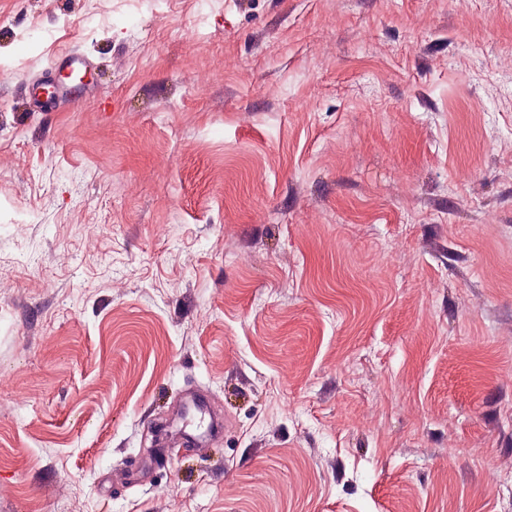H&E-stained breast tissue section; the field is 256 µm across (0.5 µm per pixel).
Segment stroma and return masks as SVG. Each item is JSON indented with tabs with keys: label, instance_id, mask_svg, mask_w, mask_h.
Listing matches in <instances>:
<instances>
[{
	"label": "stroma",
	"instance_id": "35a3bbf8",
	"mask_svg": "<svg viewBox=\"0 0 512 512\" xmlns=\"http://www.w3.org/2000/svg\"><path fill=\"white\" fill-rule=\"evenodd\" d=\"M1 65L0 512H512V0H0Z\"/></svg>",
	"mask_w": 512,
	"mask_h": 512
}]
</instances>
